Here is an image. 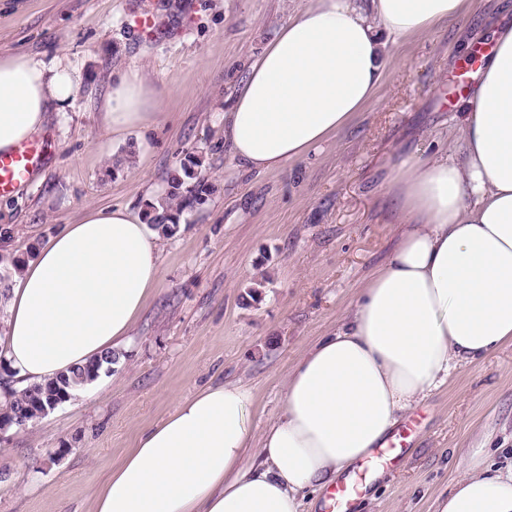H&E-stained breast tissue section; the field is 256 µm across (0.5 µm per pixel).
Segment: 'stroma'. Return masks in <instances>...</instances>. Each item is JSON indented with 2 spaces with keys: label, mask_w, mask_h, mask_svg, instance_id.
Instances as JSON below:
<instances>
[{
  "label": "stroma",
  "mask_w": 512,
  "mask_h": 512,
  "mask_svg": "<svg viewBox=\"0 0 512 512\" xmlns=\"http://www.w3.org/2000/svg\"><path fill=\"white\" fill-rule=\"evenodd\" d=\"M307 0H0V53L66 55L82 83L50 115L39 171L0 200V253L26 255L91 205L142 210L185 155L214 187L161 239V280L123 358L59 409L0 435V512H92L93 493L144 429L223 381L255 394L253 435L280 412L292 365L343 323L398 242L387 182L405 158L461 139L460 40L482 45L512 0H471L462 26L385 42V77L348 127L282 169L255 173L224 147L250 58ZM150 8L158 31L141 34ZM138 67L163 92L144 141L103 123L114 73ZM264 284L252 300L254 281ZM355 512H433L472 456L512 465V343L454 369L400 421ZM64 457H57L58 449Z\"/></svg>",
  "instance_id": "obj_1"
}]
</instances>
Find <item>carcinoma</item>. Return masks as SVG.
Listing matches in <instances>:
<instances>
[{"label": "carcinoma", "mask_w": 512, "mask_h": 512, "mask_svg": "<svg viewBox=\"0 0 512 512\" xmlns=\"http://www.w3.org/2000/svg\"><path fill=\"white\" fill-rule=\"evenodd\" d=\"M200 161L194 157L183 162L175 169L168 179L166 201L156 207L148 204L146 219L156 228L160 235L169 238L179 230V214L193 203L205 200L214 191L195 168ZM25 259L15 255L0 256V300L10 290L12 280L20 271ZM119 361V356L109 352L100 359L75 366L65 373L41 383L30 384L21 388H9L3 402L0 403V414L21 417L22 425L27 426L41 419V401L53 395L67 391V384H76L82 377L95 381L100 377L103 367H112Z\"/></svg>", "instance_id": "1"}]
</instances>
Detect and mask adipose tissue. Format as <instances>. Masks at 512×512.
<instances>
[{
	"label": "adipose tissue",
	"mask_w": 512,
	"mask_h": 512,
	"mask_svg": "<svg viewBox=\"0 0 512 512\" xmlns=\"http://www.w3.org/2000/svg\"><path fill=\"white\" fill-rule=\"evenodd\" d=\"M469 0H309L247 67L224 145L260 173L346 127L384 78L392 40L460 23ZM80 76L64 57L0 55V152L40 134ZM136 67L112 78L104 124L143 137L159 114ZM459 152L402 162L387 192L399 242L345 322L289 371L283 409L251 433L252 389L180 399L97 489L94 512H305L381 447L405 411L460 365L512 341V23L493 32ZM159 233L127 206H92L28 261L8 299L0 356L41 382L122 347L160 281ZM434 512H512V467L474 463Z\"/></svg>",
	"instance_id": "1"
}]
</instances>
